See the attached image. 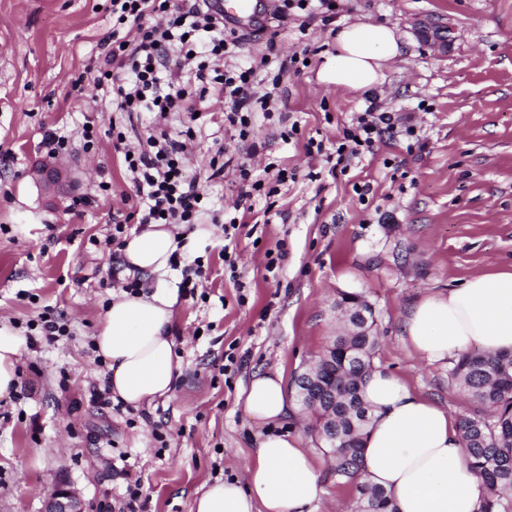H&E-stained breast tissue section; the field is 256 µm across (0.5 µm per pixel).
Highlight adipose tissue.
I'll list each match as a JSON object with an SVG mask.
<instances>
[{
	"label": "adipose tissue",
	"instance_id": "adipose-tissue-1",
	"mask_svg": "<svg viewBox=\"0 0 512 512\" xmlns=\"http://www.w3.org/2000/svg\"><path fill=\"white\" fill-rule=\"evenodd\" d=\"M334 43L320 81L359 92L378 90L386 64L403 52L399 36L383 24L346 25ZM207 233L200 226L188 237L176 224L147 225L125 240V272L166 274L171 255ZM177 302L176 289L161 283L135 295H113L93 340L108 366L113 401L138 407L171 391L181 371L172 334ZM402 332L413 351L432 363L474 349L512 351V272L476 276L448 293L424 297L403 320ZM22 346L19 332L0 324V398L16 390ZM361 391L372 412L362 436L364 479L390 492L398 512H479L484 488L448 411L379 366ZM243 407L261 425L285 417L282 373L255 375ZM321 472V462L303 448L300 436L269 434L253 449L245 478L207 485L191 512H310L323 493Z\"/></svg>",
	"mask_w": 512,
	"mask_h": 512
}]
</instances>
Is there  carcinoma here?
Returning a JSON list of instances; mask_svg holds the SVG:
<instances>
[{
  "instance_id": "1",
  "label": "carcinoma",
  "mask_w": 512,
  "mask_h": 512,
  "mask_svg": "<svg viewBox=\"0 0 512 512\" xmlns=\"http://www.w3.org/2000/svg\"><path fill=\"white\" fill-rule=\"evenodd\" d=\"M351 329L335 336L329 358L318 359L295 379L296 398L312 414L319 430L333 416L336 433L324 438L329 447L336 483L352 484L358 512H397L389 492L362 480L361 439L370 421V408L360 384L373 367L376 337L357 336L360 327L348 315ZM448 380L455 383L477 410L458 421L473 470L482 479L485 495L480 512H512V352L471 351L448 360Z\"/></svg>"
}]
</instances>
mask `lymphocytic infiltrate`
<instances>
[{
    "instance_id": "lymphocytic-infiltrate-1",
    "label": "lymphocytic infiltrate",
    "mask_w": 512,
    "mask_h": 512,
    "mask_svg": "<svg viewBox=\"0 0 512 512\" xmlns=\"http://www.w3.org/2000/svg\"><path fill=\"white\" fill-rule=\"evenodd\" d=\"M114 33L102 41V57L92 80L109 93L116 111L152 116L137 145L123 131L113 130L114 148L132 184L135 203L127 214L113 218L116 244L124 224H197L208 212V199L185 170V159L196 137L192 129L171 133L174 112L195 114L193 83L210 85L224 100V121L240 139H248L256 118H271L282 100L285 74L300 69L302 58H279L275 37L266 51L248 65L236 64L244 38L213 14L206 0H112ZM364 111L344 125L333 155L345 167L377 141L397 132L413 135L409 117L388 111L376 96L366 98Z\"/></svg>"
}]
</instances>
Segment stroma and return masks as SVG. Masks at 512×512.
I'll return each instance as SVG.
<instances>
[{"label": "stroma", "instance_id": "1", "mask_svg": "<svg viewBox=\"0 0 512 512\" xmlns=\"http://www.w3.org/2000/svg\"><path fill=\"white\" fill-rule=\"evenodd\" d=\"M423 21L447 28V48L417 36ZM358 22L400 35L403 53L388 63L377 95L411 116L415 136L383 138L331 171L305 146L315 139L333 152L365 95L320 82L333 51L329 30L317 20L303 34L293 22L279 30L272 18L246 28L247 56L265 52L275 29L280 55L311 49L308 67L283 78L297 132L261 120L242 142L222 122L223 101L207 96L186 170L219 214L233 211L239 184L230 170L213 176L216 152L248 159L266 186H276L264 171L270 162L296 179L278 186L273 204L254 202L232 249L220 224L193 242L183 260L200 262L202 276L195 296L178 301L181 373L168 396L115 411L92 398L108 372L92 343L126 282L105 240L113 212L129 209L122 196L131 185L102 91L90 81L72 86L112 30L110 0H0V321L27 337L17 390L0 399V512H44L60 485L78 494L84 512H98L103 500L121 506L136 484L148 512H190L204 484L243 477L266 430L243 409L253 375L279 370L292 384L342 331L343 292L376 311V364L453 418L473 411L447 365L415 355L401 326L422 297L512 269V0H350L336 24ZM47 128L70 139L68 152L47 156ZM102 181L112 185L104 198ZM364 184L371 191L362 197ZM48 310L62 315L66 335L29 337ZM269 430L300 434L320 458L324 493L311 512L356 505L354 486L337 483L297 402Z\"/></svg>", "mask_w": 512, "mask_h": 512}]
</instances>
